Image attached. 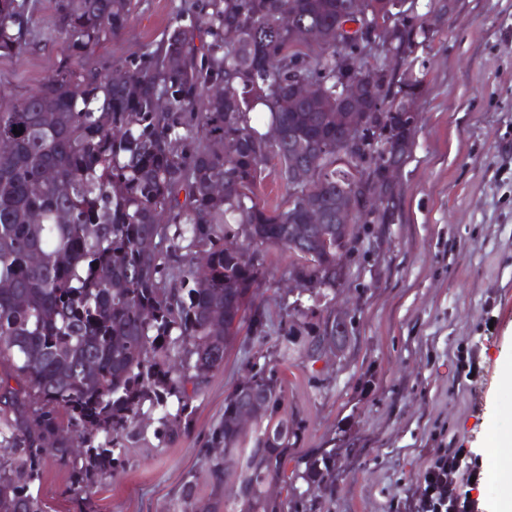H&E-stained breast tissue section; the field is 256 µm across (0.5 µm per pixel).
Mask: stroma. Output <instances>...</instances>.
<instances>
[{"instance_id": "stroma-1", "label": "stroma", "mask_w": 512, "mask_h": 512, "mask_svg": "<svg viewBox=\"0 0 512 512\" xmlns=\"http://www.w3.org/2000/svg\"><path fill=\"white\" fill-rule=\"evenodd\" d=\"M189 0H138L125 30L103 42L98 63L117 64L158 43ZM27 45L0 58V96L36 89L63 50L54 0H27ZM432 37L414 54L369 64L425 76L415 144L400 173L389 224H361L333 308L351 320L341 362L283 368L288 415L301 435L295 470L336 451V479L315 490L318 512H408L436 449L456 448L455 481L473 512H491L498 487L484 478L482 448L493 426L512 427V0H415ZM293 256L264 252L256 299L265 334L238 336L224 366L192 399L188 433H160L141 416L113 471L85 492L47 455L39 493L49 512H183L180 490L207 499L211 476L199 450L224 418V399L259 355L276 357L288 319L281 296Z\"/></svg>"}]
</instances>
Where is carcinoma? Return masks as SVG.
<instances>
[{
  "instance_id": "cac0c4a2",
  "label": "carcinoma",
  "mask_w": 512,
  "mask_h": 512,
  "mask_svg": "<svg viewBox=\"0 0 512 512\" xmlns=\"http://www.w3.org/2000/svg\"><path fill=\"white\" fill-rule=\"evenodd\" d=\"M348 2L193 0L159 43L104 66L96 49L125 28L134 0H56L63 57L27 95L0 97V448L10 451L0 456V512H47L34 485L51 449L92 489L90 475L115 465V448L94 445L96 438L133 437L146 404L161 412L163 435L186 431L187 385L200 391L241 333H265L254 297L263 276L259 252L296 253L295 224L307 228L305 246L317 260L292 274L329 296L335 252L323 234L336 238V208L351 173L336 167L344 134L323 107L336 94L342 63L364 74L367 44L344 35L318 49L301 44L308 29L344 28L352 20ZM366 7L370 15L391 14L397 47L411 51L429 39L406 0H366ZM26 10V0H0V57L26 44ZM423 77L386 73L383 83L365 86L367 132L381 148L369 155L367 141L356 154L369 159L373 185L359 223L378 206H395L397 189L380 175L408 158L417 121L399 97ZM297 79L315 86L310 97H292ZM257 112L277 127L276 142L255 127ZM299 137L314 150L331 147L317 178L305 183L324 215L322 233L309 223L308 199L295 192L288 170ZM215 142L226 151H213ZM271 154L293 197L273 210L258 194ZM47 172L56 186L43 182ZM230 234L252 250L226 248ZM332 315L299 343L288 328L281 361L295 344L313 358ZM87 364L97 372L93 383ZM247 379L252 391L232 388L224 421L203 449L214 480L206 512H297L310 490L334 481L336 449L295 475L307 484L304 493L289 501L266 495V487L288 484V447L300 426L288 418L278 364L254 365ZM245 402L261 420L250 437L234 421ZM74 436L88 444V457L69 455Z\"/></svg>"
}]
</instances>
